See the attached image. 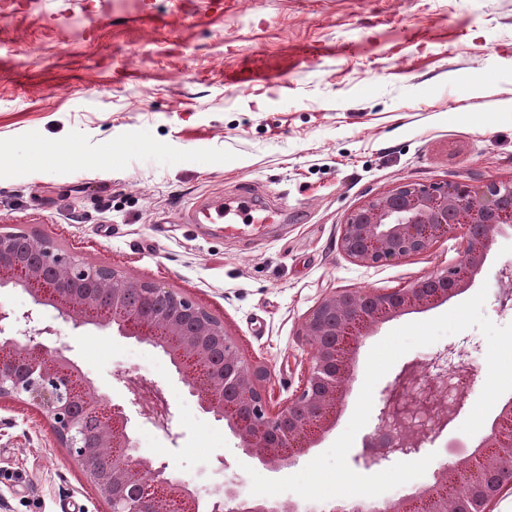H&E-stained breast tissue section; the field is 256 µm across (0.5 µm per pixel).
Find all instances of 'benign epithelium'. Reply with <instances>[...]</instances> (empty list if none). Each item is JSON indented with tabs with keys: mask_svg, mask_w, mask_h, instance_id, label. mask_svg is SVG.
<instances>
[{
	"mask_svg": "<svg viewBox=\"0 0 512 512\" xmlns=\"http://www.w3.org/2000/svg\"><path fill=\"white\" fill-rule=\"evenodd\" d=\"M512 228V183L491 181L480 189L446 182L420 186L400 182L350 211L339 248L366 267L427 252L441 238L463 242L462 263L387 292L340 291L324 297L308 313L301 338L309 367L288 404L271 407L259 382L264 368L242 360L223 323L196 302L157 282L127 278L109 266L88 265L63 253L50 239L26 235L20 246L13 232H0V290L21 288L32 306L20 312L0 305V397L16 398L51 422L56 442L83 467L87 480L110 512H193L197 492L171 477L168 463L138 455L129 430L130 408L144 422L168 431L171 412L141 403L140 387L126 379L132 398L125 404L102 399L93 381L66 355L70 347L57 330L39 324L51 307L76 327L114 326L117 333L160 349L200 409L224 423L242 453L270 471L296 463L333 426L350 379L352 360L378 323L406 311L436 305L454 296L483 266L496 237ZM28 338L20 346L17 337ZM453 348L428 363L410 361L382 390L374 432L355 456L370 470L420 451L459 413L473 379L466 363L452 362ZM456 399H441L448 379ZM428 425L404 431L395 442L386 427L414 413ZM512 464V401L504 404L479 453L412 494L369 506L357 499L336 501L329 512H492L490 506L512 489L505 470ZM208 512H301L297 504L271 505L245 498L234 483L213 499Z\"/></svg>",
	"mask_w": 512,
	"mask_h": 512,
	"instance_id": "1",
	"label": "benign epithelium"
}]
</instances>
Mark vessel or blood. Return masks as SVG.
I'll list each match as a JSON object with an SVG mask.
<instances>
[{
  "label": "vessel or blood",
  "mask_w": 512,
  "mask_h": 512,
  "mask_svg": "<svg viewBox=\"0 0 512 512\" xmlns=\"http://www.w3.org/2000/svg\"><path fill=\"white\" fill-rule=\"evenodd\" d=\"M224 82L246 88H261L274 93L284 86L276 68L266 66L259 59L243 58L237 67L225 72ZM256 206L251 197L242 195L226 201L217 197L200 208L189 211L184 220L189 224L219 225L225 236L239 237L258 233L264 224L263 218L255 214Z\"/></svg>",
  "instance_id": "obj_1"
}]
</instances>
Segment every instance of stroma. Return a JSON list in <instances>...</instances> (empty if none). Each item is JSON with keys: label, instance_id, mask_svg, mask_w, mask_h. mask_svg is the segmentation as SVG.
<instances>
[{"label": "stroma", "instance_id": "obj_1", "mask_svg": "<svg viewBox=\"0 0 512 512\" xmlns=\"http://www.w3.org/2000/svg\"><path fill=\"white\" fill-rule=\"evenodd\" d=\"M311 46L321 55L309 63ZM255 55L287 63L288 94L225 85V70ZM402 181H512V0H0V232L48 237L191 298L268 370L274 407L300 386L299 333L325 294L403 288L460 261L455 237L379 267L340 251L349 211ZM244 191L287 209V221L249 240L184 223L193 206ZM508 266L512 231L462 293L381 324L358 351L335 425L277 478L345 431L369 352L393 329L483 288L484 316L512 323ZM40 321L106 400L128 399L124 373L163 390L172 421L165 432L133 422L140 455L168 462L204 505L230 482L250 491L258 461L199 411L159 349L72 328L49 307ZM451 344L479 372L456 418L420 450L438 465L480 442L460 427L488 375L487 341L471 327L403 356L425 361ZM0 512H109L50 422L12 398H0Z\"/></svg>", "mask_w": 512, "mask_h": 512}]
</instances>
